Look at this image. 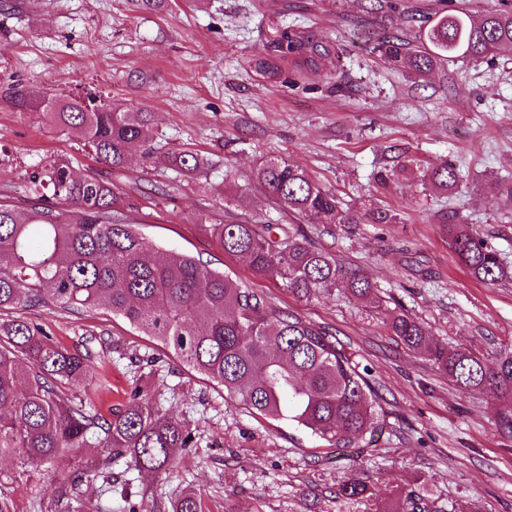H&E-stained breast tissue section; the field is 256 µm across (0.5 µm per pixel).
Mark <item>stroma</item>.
<instances>
[{"instance_id": "obj_1", "label": "stroma", "mask_w": 512, "mask_h": 512, "mask_svg": "<svg viewBox=\"0 0 512 512\" xmlns=\"http://www.w3.org/2000/svg\"><path fill=\"white\" fill-rule=\"evenodd\" d=\"M467 3L473 13L512 10V0H393L383 15L365 0H0V84L22 80L56 96H108L152 113L149 144L189 148L208 165L195 178L145 164L133 152L120 171L95 164L71 132L41 113L0 106V200L24 204L30 173L63 158L74 170L96 167L139 204L140 232L157 254L208 261L279 308L329 328L365 370L384 409V425L357 465L335 448L247 413L222 389L157 347L124 320L102 313L19 308L64 346L109 338L76 397L101 412L124 404L139 385L142 362L155 358V399L162 414L195 431L173 467L154 475L130 460L112 463L110 481L82 483L78 500L58 501L74 469L70 458L16 478L0 461V491L14 512H171L196 492L203 512H398L416 492L440 512H512V430L491 396L465 394L425 355L409 350L388 322L409 311L431 344L463 346L486 358L512 351V277L489 285L473 278L448 246L445 225L470 224L512 270V51L439 62L417 76L376 48L382 33L413 41L419 22ZM308 27L330 41L336 63L319 72L285 70L261 80L252 58L271 53L272 28ZM303 167L357 218L353 224H303L278 209L257 182L263 158ZM458 168V192L433 193L423 173L439 162ZM390 173L380 184L379 171ZM236 204L225 205L227 196ZM396 214L373 224L368 210ZM304 228L316 246L377 286L380 306L346 288L309 298L284 281L254 274L225 254L212 222ZM365 482L366 496L339 494Z\"/></svg>"}]
</instances>
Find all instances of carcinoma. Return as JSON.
I'll return each instance as SVG.
<instances>
[{"instance_id": "carcinoma-1", "label": "carcinoma", "mask_w": 512, "mask_h": 512, "mask_svg": "<svg viewBox=\"0 0 512 512\" xmlns=\"http://www.w3.org/2000/svg\"><path fill=\"white\" fill-rule=\"evenodd\" d=\"M274 33L276 55L250 62L266 82H278L287 66L316 72L336 57L335 47L313 30L277 28ZM379 49L391 61L426 75L441 60H481L512 49V13L437 11L421 28L419 42L385 35ZM0 99L20 112L43 113L114 170H121L139 147L149 163L178 175L192 177L204 167L191 149L155 155L146 147L151 113L108 104L102 96H54L47 103L44 92L18 82L1 86ZM256 177L282 210L308 224L357 223L335 194L282 157L262 160ZM426 177L435 191L448 194L463 181L459 169L446 161L429 168ZM29 181L28 212L0 201L1 313L21 307L76 315L104 310L223 389L237 405L284 420L357 462L356 449L374 437L384 410L332 331L275 306L192 255L171 252L162 262L152 261L151 246L129 216L135 204L94 170L79 177L70 162L58 160L36 169ZM277 228L270 224L267 231ZM213 231L224 252L245 259L257 275L285 281L296 296L342 285L358 300L381 301L367 277L345 268L302 231L283 228L277 240L248 223H220ZM446 231L450 248L474 278L495 283L506 276L496 251L469 225L448 224ZM390 328L409 349L438 364L459 391L501 400V419L512 428V351L489 360L463 347L452 352L432 347L423 324L404 312L391 318ZM97 343L106 339L92 335L82 349H69L39 324L0 318V459H18L23 476L57 457H71L75 471L61 490L64 497L77 495L85 476L106 473L115 459L128 457L140 470L161 473L194 445V432L160 414L147 390L135 388L107 415L91 413L69 397L67 388L86 383ZM90 433L97 435L99 448L88 459ZM405 502L404 512H438L412 493ZM173 512H201L200 497L183 494Z\"/></svg>"}]
</instances>
